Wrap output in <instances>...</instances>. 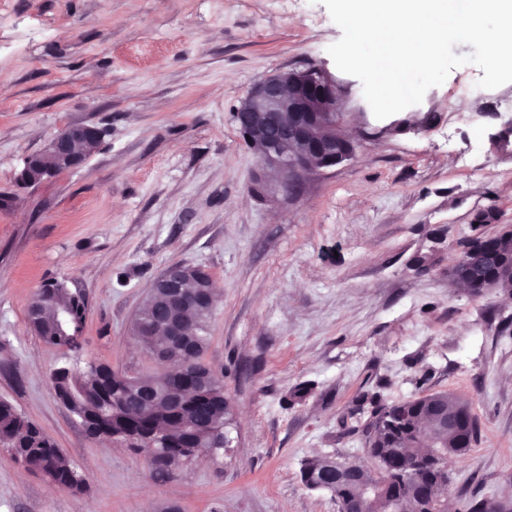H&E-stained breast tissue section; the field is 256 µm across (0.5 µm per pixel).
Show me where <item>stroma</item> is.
Returning a JSON list of instances; mask_svg holds the SVG:
<instances>
[{
    "label": "stroma",
    "instance_id": "1",
    "mask_svg": "<svg viewBox=\"0 0 512 512\" xmlns=\"http://www.w3.org/2000/svg\"><path fill=\"white\" fill-rule=\"evenodd\" d=\"M341 35L321 0H0V399L85 485L58 488L0 448V512H338L301 482L303 460L365 463L358 399L438 390L480 426L448 463L451 512L512 500V298L448 280L477 212L493 210L488 233L512 226V144L494 139L512 83L482 89V70L460 66L417 106L436 114L429 128L381 135L327 52ZM309 66L334 73L357 155L296 192L260 190L232 113L257 81ZM79 123L107 130L88 162L19 186L23 158ZM175 263L221 289L203 360L237 429L230 452L162 477L86 435L49 380L67 358L27 310L44 281L66 280L87 303L80 361L151 373L130 321ZM302 383L311 393L289 403Z\"/></svg>",
    "mask_w": 512,
    "mask_h": 512
}]
</instances>
